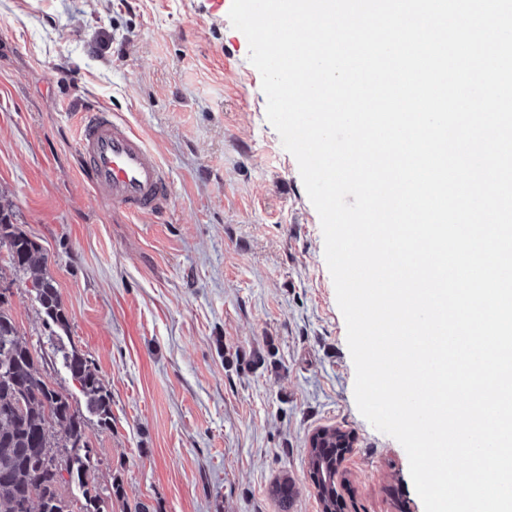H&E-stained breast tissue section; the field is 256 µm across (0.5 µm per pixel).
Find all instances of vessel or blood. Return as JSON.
<instances>
[{
    "label": "vessel or blood",
    "instance_id": "vessel-or-blood-1",
    "mask_svg": "<svg viewBox=\"0 0 512 512\" xmlns=\"http://www.w3.org/2000/svg\"><path fill=\"white\" fill-rule=\"evenodd\" d=\"M83 176L92 190L127 214L163 216L171 186L157 154L123 118L89 107L77 136Z\"/></svg>",
    "mask_w": 512,
    "mask_h": 512
}]
</instances>
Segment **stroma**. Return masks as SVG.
Wrapping results in <instances>:
<instances>
[{
    "instance_id": "obj_1",
    "label": "stroma",
    "mask_w": 512,
    "mask_h": 512,
    "mask_svg": "<svg viewBox=\"0 0 512 512\" xmlns=\"http://www.w3.org/2000/svg\"><path fill=\"white\" fill-rule=\"evenodd\" d=\"M232 0H0V192L49 253L70 326L11 288L24 341L84 404L55 344L92 360L112 427L90 429L112 512H322L308 441L347 433L341 512H424L408 456L354 399L319 215L266 117ZM96 102L158 154L166 214L97 196L75 154ZM289 481L287 506L272 495Z\"/></svg>"
}]
</instances>
